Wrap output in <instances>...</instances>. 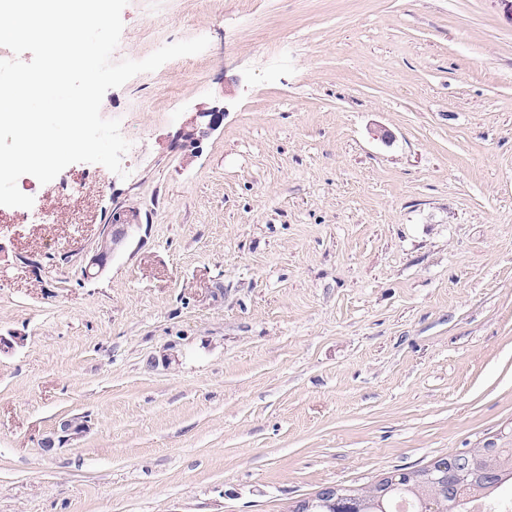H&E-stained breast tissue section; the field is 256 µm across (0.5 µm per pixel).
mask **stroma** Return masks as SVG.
Here are the masks:
<instances>
[{
	"label": "stroma",
	"instance_id": "obj_1",
	"mask_svg": "<svg viewBox=\"0 0 512 512\" xmlns=\"http://www.w3.org/2000/svg\"><path fill=\"white\" fill-rule=\"evenodd\" d=\"M124 175L0 209V512H286L512 445V17L499 0H129ZM222 119L194 157L167 144ZM138 227L94 279L115 212ZM72 255L58 263L60 253ZM86 415L83 437L43 447ZM210 117L207 123L201 119ZM205 125V127H203ZM218 126L216 114L211 112H195L186 120L179 131L170 141V147L186 149L188 146L195 145L200 137H203ZM444 469L443 466H438L436 462H433L429 466L416 469V470H408V471H402L400 473H387L384 476H382L378 481L383 482L384 486H386L389 483H392L395 481V478L398 475H404L408 479H418V478H424L427 477L429 479H436L437 477L441 476V478L444 477Z\"/></svg>",
	"mask_w": 512,
	"mask_h": 512
}]
</instances>
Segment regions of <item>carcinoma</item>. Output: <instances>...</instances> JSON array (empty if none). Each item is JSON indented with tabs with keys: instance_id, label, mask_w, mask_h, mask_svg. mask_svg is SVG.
Wrapping results in <instances>:
<instances>
[{
	"instance_id": "carcinoma-1",
	"label": "carcinoma",
	"mask_w": 512,
	"mask_h": 512,
	"mask_svg": "<svg viewBox=\"0 0 512 512\" xmlns=\"http://www.w3.org/2000/svg\"><path fill=\"white\" fill-rule=\"evenodd\" d=\"M449 461L456 475L446 479L399 481L383 496L371 483L354 491L352 507L319 505L311 512H396L401 502L411 504L412 512H466L471 499L512 486V448H470Z\"/></svg>"
}]
</instances>
